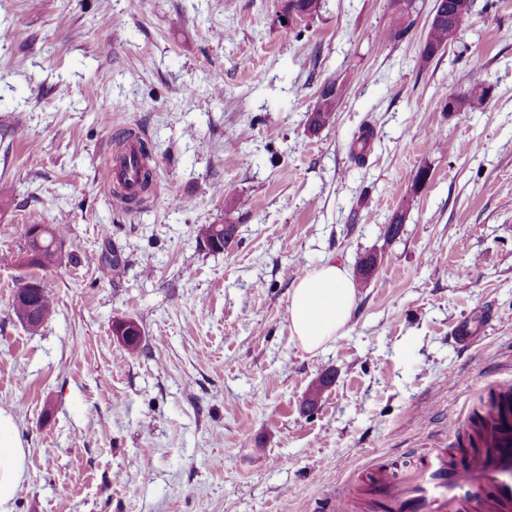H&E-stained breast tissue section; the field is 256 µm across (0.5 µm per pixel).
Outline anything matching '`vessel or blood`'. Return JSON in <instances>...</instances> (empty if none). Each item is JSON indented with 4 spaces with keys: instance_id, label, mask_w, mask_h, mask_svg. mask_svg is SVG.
Wrapping results in <instances>:
<instances>
[{
    "instance_id": "1",
    "label": "vessel or blood",
    "mask_w": 512,
    "mask_h": 512,
    "mask_svg": "<svg viewBox=\"0 0 512 512\" xmlns=\"http://www.w3.org/2000/svg\"><path fill=\"white\" fill-rule=\"evenodd\" d=\"M138 141L123 155H108L101 167L104 185L123 180L137 188ZM486 447L428 448L410 464L374 465L352 490L329 497L327 512H512V418L497 419Z\"/></svg>"
}]
</instances>
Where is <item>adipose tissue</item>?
<instances>
[{
	"mask_svg": "<svg viewBox=\"0 0 512 512\" xmlns=\"http://www.w3.org/2000/svg\"><path fill=\"white\" fill-rule=\"evenodd\" d=\"M356 288L347 268L330 259L299 280L288 298L291 336L309 353L324 350L344 335L355 307ZM26 450L18 424L0 409V512H13L25 480Z\"/></svg>",
	"mask_w": 512,
	"mask_h": 512,
	"instance_id": "obj_1",
	"label": "adipose tissue"
}]
</instances>
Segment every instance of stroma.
<instances>
[{"label": "stroma", "mask_w": 512, "mask_h": 512, "mask_svg": "<svg viewBox=\"0 0 512 512\" xmlns=\"http://www.w3.org/2000/svg\"><path fill=\"white\" fill-rule=\"evenodd\" d=\"M283 4L0 0V253L50 224L61 256L34 333L11 307L29 272L0 263V408L28 450L14 512H320L512 390V0H475L426 64L434 0L396 40L394 0H320L293 26ZM476 72L490 97L447 112ZM327 81L344 93L313 134ZM131 130L154 166L134 211L100 180ZM206 224L234 242L208 251ZM372 253L346 334L305 352L291 288ZM218 227L219 231L215 228ZM200 237L204 246L214 253L224 252V248L228 247L235 239L237 233V225L234 224H209L200 228ZM210 245V246H209Z\"/></svg>", "instance_id": "35a3bbf8"}]
</instances>
